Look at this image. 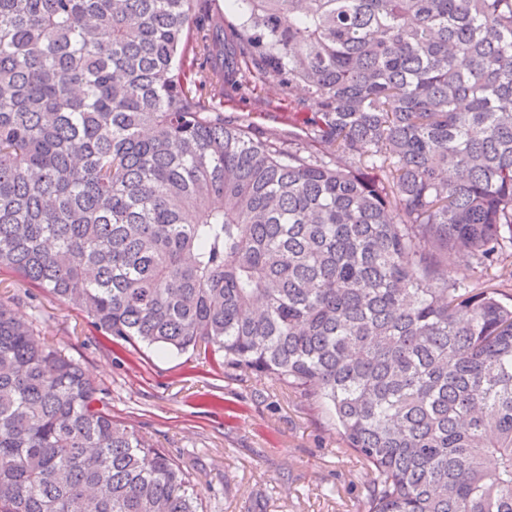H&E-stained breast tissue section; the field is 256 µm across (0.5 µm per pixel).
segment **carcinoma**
Segmentation results:
<instances>
[{"label":"carcinoma","mask_w":512,"mask_h":512,"mask_svg":"<svg viewBox=\"0 0 512 512\" xmlns=\"http://www.w3.org/2000/svg\"><path fill=\"white\" fill-rule=\"evenodd\" d=\"M198 2L0 0V270L326 406L358 512H512V0H232L319 105L286 149ZM0 512H204L3 301Z\"/></svg>","instance_id":"cac0c4a2"}]
</instances>
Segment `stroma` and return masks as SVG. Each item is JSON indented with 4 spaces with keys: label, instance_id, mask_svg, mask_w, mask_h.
Listing matches in <instances>:
<instances>
[{
    "label": "stroma",
    "instance_id": "obj_1",
    "mask_svg": "<svg viewBox=\"0 0 512 512\" xmlns=\"http://www.w3.org/2000/svg\"><path fill=\"white\" fill-rule=\"evenodd\" d=\"M303 85L281 87L246 68L224 86V117H249L280 141L317 111ZM0 298L17 317L79 360L115 421L134 427L191 473L207 512H356L367 475L340 453L328 412L269 380L227 378L196 353L114 343L77 311L15 274L0 272Z\"/></svg>",
    "mask_w": 512,
    "mask_h": 512
}]
</instances>
